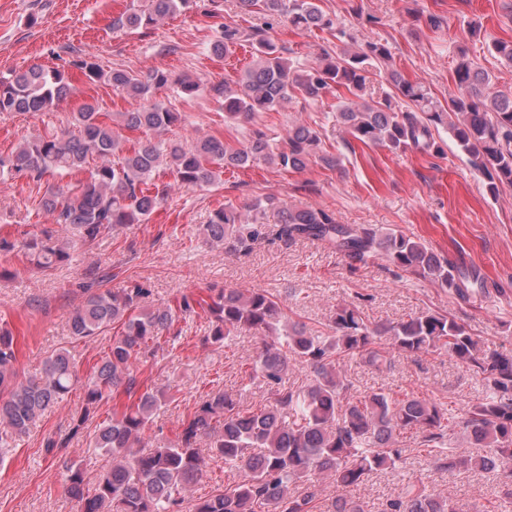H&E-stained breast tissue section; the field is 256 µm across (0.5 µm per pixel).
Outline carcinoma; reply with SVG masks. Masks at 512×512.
Masks as SVG:
<instances>
[{"mask_svg":"<svg viewBox=\"0 0 512 512\" xmlns=\"http://www.w3.org/2000/svg\"><path fill=\"white\" fill-rule=\"evenodd\" d=\"M136 2L112 20L113 27L151 29L189 6V0ZM239 6L257 10L263 22L247 28L224 25L213 51L223 55L245 42L253 47L254 59L236 81L212 85L209 91L224 99V118L251 125L244 141L232 147L214 137L162 139L182 123V113L153 101L154 90L168 83L166 72L106 71L94 55H78L71 64L89 81L111 86L138 106L118 113L112 125L87 105L72 115L69 126L26 140L7 160L0 159L1 168L36 182L48 172H78L95 161L89 178L74 189L47 191L42 206L51 226L21 241L1 238V252L22 251L37 266L51 269L68 260L71 229L91 244L106 232L144 223L166 195L148 188V180L163 165L180 185L192 187L215 183L226 169L259 163L301 172L317 158L334 169L339 159L321 153L320 134L309 124L297 122L285 138L274 141L254 122L257 114L277 111L294 99L315 102L342 88L352 98L339 101L336 120L355 140L392 152L411 148L440 157L443 150L435 134L445 130L486 176L491 195L512 188V87L491 90L492 77L477 67L467 50L457 51L455 59L458 94L443 103L393 67L387 44L359 42L337 29L317 0H239ZM282 18L295 28L336 29L348 39L346 48L336 55L324 48L313 65L301 68L283 56L269 35L272 21ZM375 76L394 89L377 101L368 97ZM71 93L65 71L58 68L35 65L14 71L0 77V114L45 112ZM122 129L140 131L146 139L127 150ZM270 209L277 210L273 223L267 218ZM204 233L210 245L234 256L248 255L266 241L307 239L334 248L354 270L382 259L406 274L440 284L462 301L483 286L477 270H461L414 236L354 228L338 223L328 210L279 207L272 197L255 200L246 214L230 206L214 210ZM149 294L145 283L130 280L116 291L90 294L73 310L69 325L76 339L90 341L114 324L119 327L100 364L83 382L64 347L46 358L40 374L18 379L14 336L0 327V462L29 434L36 419L80 382L84 406L71 418L65 437L46 440L48 454L82 433L98 407L115 393L129 398L95 426L90 447L107 457L95 481H89L82 463L62 461L65 492L76 512H175L179 499L174 494L187 490L205 465L197 447L203 435L209 439L210 456L243 469L245 476L232 487L197 499L193 512H313L321 476L349 488L375 470L396 467L401 460L396 436L404 431L419 437L427 457L440 469L496 473L505 499L512 500V349L486 346L457 316L427 310L397 323H373L361 310L359 295L357 301L336 307L326 336L290 321L276 298L259 289L211 288L206 300L185 294L174 309L144 308ZM198 307L209 315L213 343L238 332L260 337L249 379H261L273 392V402L244 409L232 395L212 392L181 419L176 440L143 449L142 434L170 398V390H140L136 369L168 343L163 335L176 319L196 314ZM384 338L389 351L381 347ZM442 351L481 379L488 391L484 399L454 415L431 398L399 399L381 388L354 395L344 373L351 361L382 372L390 369L395 353L412 357ZM296 367L310 373L307 384H288V374ZM327 512L364 510L358 501L338 495L327 504ZM382 512L458 508L451 498L409 482Z\"/></svg>","mask_w":512,"mask_h":512,"instance_id":"1","label":"carcinoma"}]
</instances>
